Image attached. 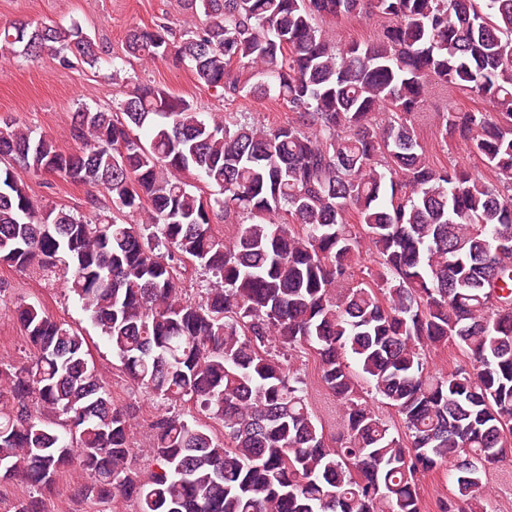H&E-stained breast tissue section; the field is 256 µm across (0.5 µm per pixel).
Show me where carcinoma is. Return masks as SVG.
<instances>
[{
	"label": "carcinoma",
	"instance_id": "obj_1",
	"mask_svg": "<svg viewBox=\"0 0 512 512\" xmlns=\"http://www.w3.org/2000/svg\"><path fill=\"white\" fill-rule=\"evenodd\" d=\"M184 2L194 25L133 26L126 57L186 61L214 95L286 104L288 121L208 118L150 86L117 113H73L71 149L3 119L0 265L63 281L134 386L224 434L160 414L137 475L130 415L84 336L23 302L29 360L0 364V483L50 490L78 471L86 501L135 512H421L418 475L445 469L438 512H482L484 477L512 448V0ZM361 16L375 40L323 29ZM0 48L95 70L106 55L77 22L0 27ZM436 87L491 106L435 127L496 184L419 141ZM19 167L102 188L112 214L44 207ZM364 241L376 267L354 287ZM179 261L205 276L200 300L182 298ZM451 346L470 368L430 374L427 354ZM284 349L316 360L339 446Z\"/></svg>",
	"mask_w": 512,
	"mask_h": 512
}]
</instances>
